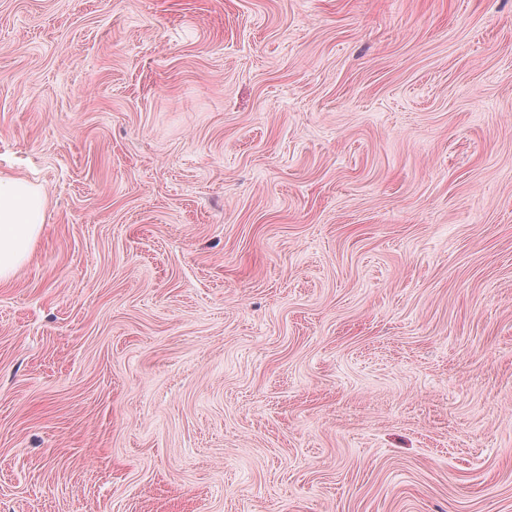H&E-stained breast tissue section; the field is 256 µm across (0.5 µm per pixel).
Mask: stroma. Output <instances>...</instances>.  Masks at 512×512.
Instances as JSON below:
<instances>
[{"label":"stroma","mask_w":512,"mask_h":512,"mask_svg":"<svg viewBox=\"0 0 512 512\" xmlns=\"http://www.w3.org/2000/svg\"><path fill=\"white\" fill-rule=\"evenodd\" d=\"M0 512H512V0H0ZM47 209L42 188L0 172V283L9 282L29 260Z\"/></svg>","instance_id":"stroma-1"}]
</instances>
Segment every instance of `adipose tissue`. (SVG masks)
I'll return each mask as SVG.
<instances>
[{"label": "adipose tissue", "mask_w": 512, "mask_h": 512, "mask_svg": "<svg viewBox=\"0 0 512 512\" xmlns=\"http://www.w3.org/2000/svg\"><path fill=\"white\" fill-rule=\"evenodd\" d=\"M47 209L42 188L0 172V283L9 282L29 260Z\"/></svg>", "instance_id": "1"}]
</instances>
